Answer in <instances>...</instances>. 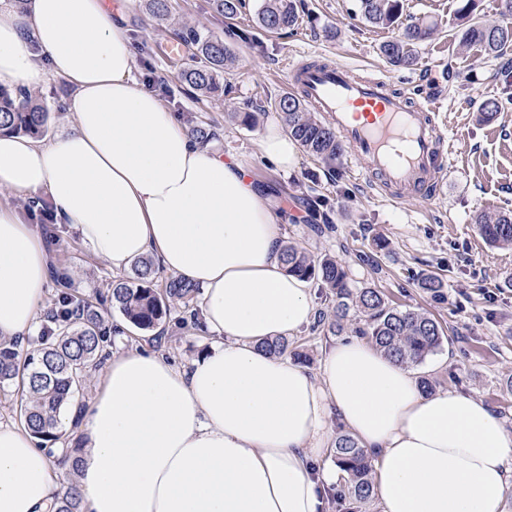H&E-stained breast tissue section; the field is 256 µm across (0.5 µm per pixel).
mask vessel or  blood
Returning <instances> with one entry per match:
<instances>
[{
  "mask_svg": "<svg viewBox=\"0 0 512 512\" xmlns=\"http://www.w3.org/2000/svg\"><path fill=\"white\" fill-rule=\"evenodd\" d=\"M288 74L291 93L331 120L351 158L364 161L370 184L391 201L415 194L429 201L440 193L452 146L433 97H413L389 79L360 78L332 60L292 61Z\"/></svg>",
  "mask_w": 512,
  "mask_h": 512,
  "instance_id": "1",
  "label": "vessel or blood"
}]
</instances>
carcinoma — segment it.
Instances as JSON below:
<instances>
[{"instance_id":"1","label":"carcinoma","mask_w":512,"mask_h":512,"mask_svg":"<svg viewBox=\"0 0 512 512\" xmlns=\"http://www.w3.org/2000/svg\"><path fill=\"white\" fill-rule=\"evenodd\" d=\"M359 16L367 23L392 28L398 33L381 46L387 62L409 69L416 64L418 46L430 38L433 27L418 23L401 25L402 0H357ZM476 0H466L461 17L466 25L461 39L478 44L484 54L499 62L505 78L503 94L512 101V25L490 24L473 18ZM211 10L225 19H235L245 7V0H209ZM299 0H263L256 13V25L269 34L293 30L299 25ZM190 50L178 77L181 82L203 94H224V67L231 53L224 40L193 26L179 32ZM283 114L288 134L305 152L321 162L332 164L342 156L344 145L335 130L309 112L302 101L285 94L276 103ZM49 120V109L23 88L0 86V131L42 137ZM479 231L494 247L512 246V211L477 218ZM286 270L302 278H317L331 291L334 326L344 329L350 312L360 313L363 326L356 328L388 356L402 364H419L437 352L444 332L424 312L401 310L385 301L374 288L352 289L348 273L336 260H314L293 247L282 248ZM157 270L150 258L133 262L132 275L112 281L105 301L119 310L124 319L140 330H152L170 316L176 302L193 300L197 288L188 281L169 277L164 288L155 287ZM418 287L434 300L445 298L443 280L434 274L418 279ZM58 292L47 313V324L37 349L24 353L16 343L0 342V385L16 382L24 399L19 404L20 424L27 427L38 443L55 445L61 435L53 432L57 418L74 394L86 385L90 371L109 356L112 322L108 311L78 298L69 291L67 278L60 279ZM336 467L346 477V490L336 497L342 512H358V505L373 494L371 461L357 440L349 434L336 438L333 451ZM54 512H80V494L75 483L54 504Z\"/></svg>"}]
</instances>
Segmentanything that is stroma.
<instances>
[{"label": "stroma", "instance_id": "35a3bbf8", "mask_svg": "<svg viewBox=\"0 0 512 512\" xmlns=\"http://www.w3.org/2000/svg\"><path fill=\"white\" fill-rule=\"evenodd\" d=\"M113 16L122 17L130 40L134 77L160 96L178 117L194 115L213 128V144L249 165L253 178L266 185L278 216L279 240L319 258L334 257L348 272L354 288L382 291L402 310L427 313L444 329L441 349L413 368L416 379L432 380L438 391L456 389L480 400L512 429V248L491 246L475 218L512 209V104L490 121L479 114L481 103L500 96L497 63L480 48L454 36L463 0H404L402 20L432 25L434 32L419 48L416 64L392 67L380 51L391 30L372 26L357 13L356 0H304L294 31L273 37L255 24L261 0L226 24L208 0H169L167 17L156 18L144 0H112ZM189 25L224 39L232 60L224 71L223 97L194 95L178 78L188 48L169 55L174 32ZM330 59L352 65L363 77H387L406 93L438 97L451 114L455 140L453 164L442 195L401 204L389 201L367 185L363 163L341 156L327 167L306 152L297 165L280 170L258 153L264 126L281 121L275 104L287 92L289 60ZM258 113L255 125L240 116ZM53 258L55 277L48 299L60 290L56 280L67 273L79 295L99 300L116 277L109 265L91 255L68 225L38 216ZM427 273L444 281L445 300H433L417 286ZM351 316L343 335L303 327L289 341L300 347L297 364L317 372L338 338H352L359 326ZM210 335L186 328L176 334L127 327L112 338L120 353L149 348L182 366L208 347Z\"/></svg>", "mask_w": 512, "mask_h": 512}]
</instances>
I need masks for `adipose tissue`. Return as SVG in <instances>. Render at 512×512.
Instances as JSON below:
<instances>
[{"instance_id":"adipose-tissue-1","label":"adipose tissue","mask_w":512,"mask_h":512,"mask_svg":"<svg viewBox=\"0 0 512 512\" xmlns=\"http://www.w3.org/2000/svg\"><path fill=\"white\" fill-rule=\"evenodd\" d=\"M133 68L104 0H0V84L73 89L52 140L0 135V189L48 194L112 269L149 257L198 286L214 337L186 368L145 349L112 356L80 416L81 512H323L334 414L374 463L382 512H506L512 429L482 400L424 393L358 338L314 375L260 349L311 321V284L286 271L273 203L245 162L201 143ZM257 147L280 170L297 162L279 123ZM32 217L0 203V341L35 335L48 292ZM60 492L30 432L0 423V512H49Z\"/></svg>"}]
</instances>
